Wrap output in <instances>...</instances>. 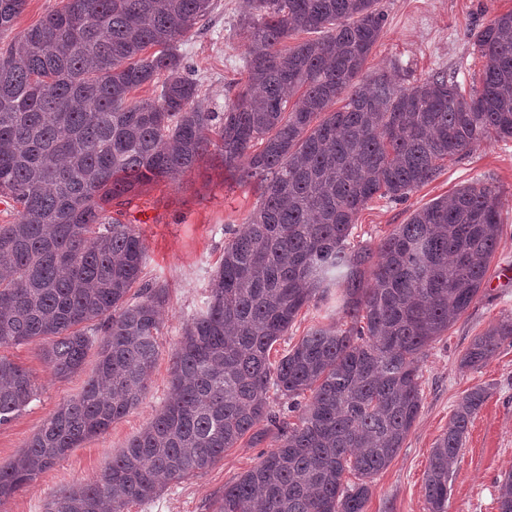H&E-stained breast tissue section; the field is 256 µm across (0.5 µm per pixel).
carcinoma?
<instances>
[{
	"instance_id": "cac0c4a2",
	"label": "carcinoma",
	"mask_w": 512,
	"mask_h": 512,
	"mask_svg": "<svg viewBox=\"0 0 512 512\" xmlns=\"http://www.w3.org/2000/svg\"><path fill=\"white\" fill-rule=\"evenodd\" d=\"M249 3L247 81L222 112L205 108L179 53L212 0H66L0 50V201L16 213L0 224V348L39 340L63 378L98 357L82 392L0 468V504L142 401L166 291L139 284L147 247L124 208L212 146L239 181L260 185V205L184 327L174 397L96 480L51 496L45 512H125L270 427L279 445L214 512H365L370 478L418 417V359L484 290L503 231L490 186L422 207L375 249L350 237L372 200L402 201L443 161L512 138V11L474 35L484 65L468 93L444 71L409 87L364 74L384 27L378 0ZM26 4L0 0V29ZM301 33L316 38L280 48ZM143 85L157 98L130 102ZM333 287L346 296L342 323L270 362L300 310ZM506 343L511 314L473 338L460 367L485 366ZM37 389L32 371L0 355V425ZM270 391L285 409H272ZM488 396L466 392L436 442L428 512H446L448 478ZM347 470L359 482L343 484ZM499 487L500 512H512V471Z\"/></svg>"
}]
</instances>
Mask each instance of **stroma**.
<instances>
[{"instance_id": "1", "label": "stroma", "mask_w": 512, "mask_h": 512, "mask_svg": "<svg viewBox=\"0 0 512 512\" xmlns=\"http://www.w3.org/2000/svg\"><path fill=\"white\" fill-rule=\"evenodd\" d=\"M378 7L385 26L365 72L387 74L408 87L445 71L469 89L478 84L483 68L472 35L512 10V0H379ZM245 15V0H213L206 25L180 42L179 50L201 85L203 102L215 112L223 111L228 101L229 83H242L247 77ZM475 183L492 185L500 197L503 235L490 273H512L511 139L486 140L462 160L444 161L440 172L404 201L374 199L361 212L351 242L377 244L416 209ZM259 201L258 184L238 182L214 150L178 182L145 187L126 220L147 246L143 281L167 290L159 355L147 392L137 408L107 431L70 449L1 503L0 512H44L51 495L94 480L169 401L173 349L187 319L208 300L230 231L243 229ZM340 305V295L332 293L303 308L286 336L273 345L271 360H279L311 327L338 319ZM510 312L512 281H506L479 297L419 359V416L395 459L373 476L365 512H428L424 481L431 452L460 398L479 386L490 394L468 428L461 460L448 482L447 512H498V481L512 471V345H503L478 370L461 369L459 362L476 335ZM0 353L32 370L39 383L36 399L11 422L0 425V466L5 467L60 404L81 392L97 357L88 354L78 374L60 378L44 362L38 344L12 346ZM276 445L273 430L257 445L243 437L206 472L164 487L153 500L130 506L129 512H212L211 504L223 495L225 485L256 466L261 454Z\"/></svg>"}]
</instances>
